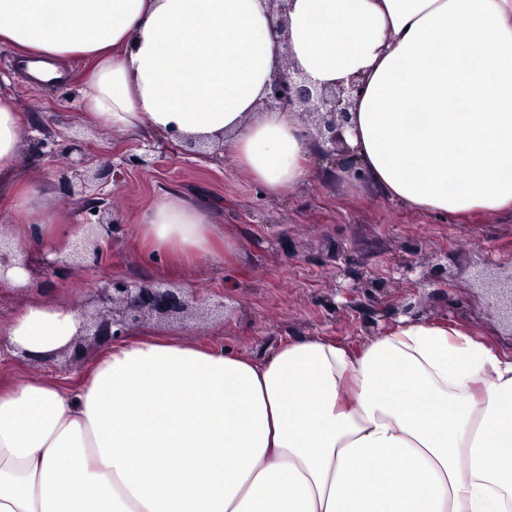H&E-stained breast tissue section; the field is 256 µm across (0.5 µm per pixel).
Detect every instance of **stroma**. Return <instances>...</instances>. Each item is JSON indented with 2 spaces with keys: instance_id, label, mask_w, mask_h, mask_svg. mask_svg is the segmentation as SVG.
<instances>
[{
  "instance_id": "obj_1",
  "label": "stroma",
  "mask_w": 512,
  "mask_h": 512,
  "mask_svg": "<svg viewBox=\"0 0 512 512\" xmlns=\"http://www.w3.org/2000/svg\"><path fill=\"white\" fill-rule=\"evenodd\" d=\"M21 49L0 44V94L14 99L26 120L28 144L19 174L40 189L35 206L16 216L8 189L0 190V237L17 224H37L44 210L64 223L93 219L86 200L103 196L112 242L102 261L48 285L0 290V328L27 305L42 302L95 311L108 277L160 280L224 301L225 314L204 322L142 328L163 336L266 356L279 340L327 336L358 346L398 321L453 322L512 352V323L494 289L512 275V214L467 220L413 211L368 182L349 181L340 162L314 157L306 182L269 195L238 169L219 144L202 153L164 134L96 127L80 110L90 64L64 62V79L31 84ZM87 144L90 166L71 169L57 154L70 137ZM148 156L149 165L137 159ZM112 164L97 186L94 168ZM85 186L83 196L67 185ZM168 189L206 206L211 220L239 244L233 261H201L169 271L165 255L139 241L155 198ZM448 270L443 289L421 285L432 266Z\"/></svg>"
}]
</instances>
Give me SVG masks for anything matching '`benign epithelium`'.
I'll list each match as a JSON object with an SVG mask.
<instances>
[{"mask_svg": "<svg viewBox=\"0 0 512 512\" xmlns=\"http://www.w3.org/2000/svg\"><path fill=\"white\" fill-rule=\"evenodd\" d=\"M361 85L353 76L348 83L321 88L310 87L298 71L280 70L273 75L264 102L269 110L300 112L310 116L316 134L314 140L323 156H334L338 151H349L344 138V128L349 120V108L354 94ZM64 158L77 167H85L90 158L84 143L69 139L63 147ZM112 238V222L99 221L85 225V234L69 253L39 247L25 250L19 259L27 272H41L48 276L63 277L76 272L81 263H97L103 255L102 241ZM101 308L93 314L83 309L77 311L81 321L78 334L63 350L51 355L49 360L66 355L76 360L85 342L101 344L116 337H123L140 326L148 317L159 321L183 320L195 316L202 309V299L197 294L181 288H170L157 281H144L112 277L97 288L95 297Z\"/></svg>", "mask_w": 512, "mask_h": 512, "instance_id": "benign-epithelium-1", "label": "benign epithelium"}]
</instances>
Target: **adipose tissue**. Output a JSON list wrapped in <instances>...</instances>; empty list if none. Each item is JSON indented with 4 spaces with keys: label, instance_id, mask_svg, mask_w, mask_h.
I'll list each match as a JSON object with an SVG mask.
<instances>
[{
    "label": "adipose tissue",
    "instance_id": "obj_1",
    "mask_svg": "<svg viewBox=\"0 0 512 512\" xmlns=\"http://www.w3.org/2000/svg\"><path fill=\"white\" fill-rule=\"evenodd\" d=\"M0 0V42L56 77L92 69L101 127L223 145L277 194L318 149L300 113L261 110L281 63L309 84L363 79L344 136L357 169L422 212L512 213V0ZM284 34H276L278 22ZM25 142L0 97V186ZM142 244L171 266L234 255L167 191ZM74 313L24 308L0 353L38 358ZM0 512H512V354L444 322L352 348L279 340L264 360L149 333L108 341L76 385L0 384Z\"/></svg>",
    "mask_w": 512,
    "mask_h": 512
}]
</instances>
